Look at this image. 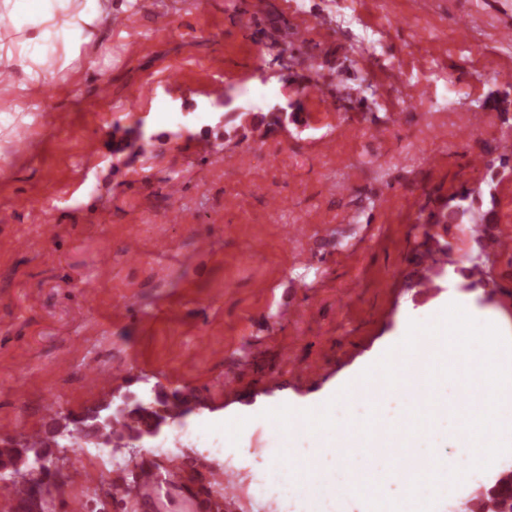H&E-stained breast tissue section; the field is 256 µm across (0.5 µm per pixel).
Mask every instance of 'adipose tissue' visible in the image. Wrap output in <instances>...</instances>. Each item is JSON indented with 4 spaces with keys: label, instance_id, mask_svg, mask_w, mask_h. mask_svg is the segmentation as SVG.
<instances>
[{
    "label": "adipose tissue",
    "instance_id": "ef3b65f1",
    "mask_svg": "<svg viewBox=\"0 0 512 512\" xmlns=\"http://www.w3.org/2000/svg\"><path fill=\"white\" fill-rule=\"evenodd\" d=\"M120 6L114 0H0V19L10 21L9 29L0 31V69L14 76L0 124L31 111V89L111 27Z\"/></svg>",
    "mask_w": 512,
    "mask_h": 512
}]
</instances>
